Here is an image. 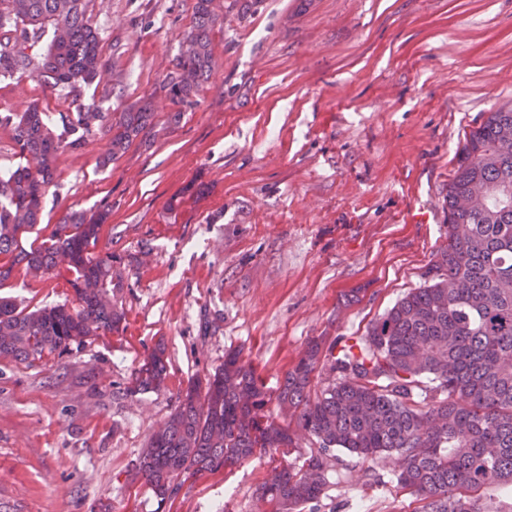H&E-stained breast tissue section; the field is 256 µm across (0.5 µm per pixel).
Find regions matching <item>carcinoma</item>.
<instances>
[{"instance_id":"carcinoma-1","label":"carcinoma","mask_w":512,"mask_h":512,"mask_svg":"<svg viewBox=\"0 0 512 512\" xmlns=\"http://www.w3.org/2000/svg\"><path fill=\"white\" fill-rule=\"evenodd\" d=\"M0 0V76L28 74L46 88L70 93L92 85L107 68L91 0H27L18 16ZM217 0H194L190 27L156 90L191 106L215 61L210 32ZM46 41L43 51L35 44ZM61 123L81 131L66 141L53 119L32 104L0 113L25 163L0 175V257L37 278L69 274L76 306L29 310L0 297V360L32 365L62 356L94 336L119 330L124 312L122 257L97 253L112 209L64 211L50 233L21 243L40 223L56 160L65 148L106 139L105 167L155 135L145 98L121 112L92 106ZM448 237L423 273V284L372 322L361 337L326 345L312 341L271 393L238 354L194 384L152 434L135 466L158 504L176 498L185 482L256 455L295 447L288 418L318 444L300 467H273L259 487L270 512H302L319 499L339 448L364 463L398 456L397 484L420 497V512H489L482 493L512 487V107L488 114L465 137L445 196ZM330 362L337 381L311 396L318 365ZM167 376L161 349L135 369L126 386L135 396L160 389ZM277 403L280 416L270 410Z\"/></svg>"}]
</instances>
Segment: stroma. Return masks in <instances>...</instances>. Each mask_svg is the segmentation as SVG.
Here are the masks:
<instances>
[{
    "label": "stroma",
    "mask_w": 512,
    "mask_h": 512,
    "mask_svg": "<svg viewBox=\"0 0 512 512\" xmlns=\"http://www.w3.org/2000/svg\"><path fill=\"white\" fill-rule=\"evenodd\" d=\"M192 5L92 0L110 69L80 94L0 77V113L120 112L149 97L158 129L104 169L100 138L60 151L42 222L22 235L111 203L98 247L122 258L125 320L62 357L0 362V512H265L269 457L189 479L164 505L134 466L226 352L276 387L311 339L364 335L419 287L446 241L455 153L512 104V0H263L216 23L214 74L172 128L177 108L155 88ZM0 294L74 302L64 275L20 267ZM160 347L164 386L127 395ZM334 466L303 512H417L395 455L369 468L339 450Z\"/></svg>",
    "instance_id": "35a3bbf8"
}]
</instances>
